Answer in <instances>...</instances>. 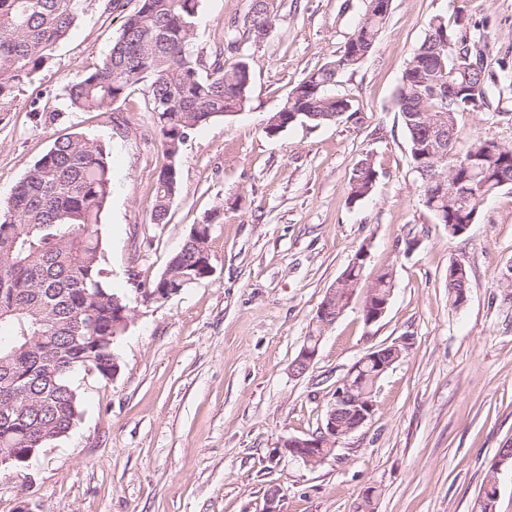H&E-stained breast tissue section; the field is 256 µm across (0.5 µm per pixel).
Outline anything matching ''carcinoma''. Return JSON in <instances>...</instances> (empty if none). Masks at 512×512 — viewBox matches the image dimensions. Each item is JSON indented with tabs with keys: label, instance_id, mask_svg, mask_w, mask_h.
I'll return each instance as SVG.
<instances>
[{
	"label": "carcinoma",
	"instance_id": "cac0c4a2",
	"mask_svg": "<svg viewBox=\"0 0 512 512\" xmlns=\"http://www.w3.org/2000/svg\"><path fill=\"white\" fill-rule=\"evenodd\" d=\"M83 0H0V105L45 67L57 44L74 25ZM376 0H362L344 50L295 85L304 90L301 107L331 123L351 101L331 93L339 76L371 53L384 20ZM201 0H138L120 16V33L102 64L68 84L75 108L95 111L124 100L144 83L150 109L158 113L162 146L179 163L189 133L249 102L252 71L241 60L216 59L201 73L192 37ZM273 0H249L242 20L233 23L227 50L233 54L272 32ZM487 23L456 15L453 24L436 16L406 60L393 99L409 142V159L423 185V203L449 235L474 224L484 199L512 185V147L475 139L462 158L456 140L435 139L438 128L458 130L466 112L488 107L494 75L485 68H462L464 59L481 64ZM463 95L448 107V84ZM378 177L371 157L361 159L348 181L347 200L369 196ZM178 173L158 177L150 218L164 224L178 192ZM112 194L109 152L81 133L57 138L0 203V455L26 465L27 450L46 448L67 436L81 416L78 372L100 377L117 360L115 344L128 327L119 307L124 298L109 288L103 266L101 218ZM189 269L201 261V244L172 255ZM394 287L393 271L377 275L362 309L374 310ZM468 283L448 282V300H467Z\"/></svg>",
	"mask_w": 512,
	"mask_h": 512
}]
</instances>
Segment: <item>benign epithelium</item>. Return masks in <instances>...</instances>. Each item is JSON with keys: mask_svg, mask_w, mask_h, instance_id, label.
<instances>
[{"mask_svg": "<svg viewBox=\"0 0 512 512\" xmlns=\"http://www.w3.org/2000/svg\"><path fill=\"white\" fill-rule=\"evenodd\" d=\"M347 304L335 307L324 302L320 304L315 324L324 330L333 324L334 316L342 315ZM319 346H303L292 361V371L296 376L304 375L317 357ZM391 348L375 347L364 354L348 371L336 387L333 404L326 414L324 423L315 434L307 437H285L277 446V452L291 456L311 466L318 457V450L328 446L336 447L343 439L358 430L372 415L375 409L374 391L355 394L357 379L367 363L375 365V378H380L396 362L390 356Z\"/></svg>", "mask_w": 512, "mask_h": 512, "instance_id": "7a95c632", "label": "benign epithelium"}]
</instances>
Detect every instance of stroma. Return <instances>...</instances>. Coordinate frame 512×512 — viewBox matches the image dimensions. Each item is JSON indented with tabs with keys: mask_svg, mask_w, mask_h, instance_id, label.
Masks as SVG:
<instances>
[{
	"mask_svg": "<svg viewBox=\"0 0 512 512\" xmlns=\"http://www.w3.org/2000/svg\"><path fill=\"white\" fill-rule=\"evenodd\" d=\"M344 0H274L275 31L245 47L248 107L193 130L180 150L179 192L167 223L150 211L168 158L142 89L81 111L66 85L102 63L120 20L106 0H84L52 58L0 109V201L66 133L103 141L112 196L101 232L108 281L131 322L111 379L77 373L83 414L23 469H0V512H353L375 489L372 512H475L489 467L512 444V186L485 200L453 237L422 202L405 128L393 107L404 62L433 17L457 7L488 22L490 109L458 122L457 150L480 137L512 146V0H392L372 52L343 73L337 94L352 118L291 125L267 117L292 88L338 55L355 19ZM249 0H202L193 50L203 65L223 52L227 27ZM372 157V195L347 200L353 167ZM209 225L213 273L160 303L138 283L160 278L192 225ZM357 293L323 331L303 376L291 363L317 309L359 248ZM468 273L464 307L448 300V267ZM395 286L386 313L365 324L363 299L382 269ZM410 346L380 380L375 412L317 467L276 455L281 438L324 422L336 386L369 349Z\"/></svg>",
	"mask_w": 512,
	"mask_h": 512,
	"instance_id": "stroma-1",
	"label": "stroma"
}]
</instances>
